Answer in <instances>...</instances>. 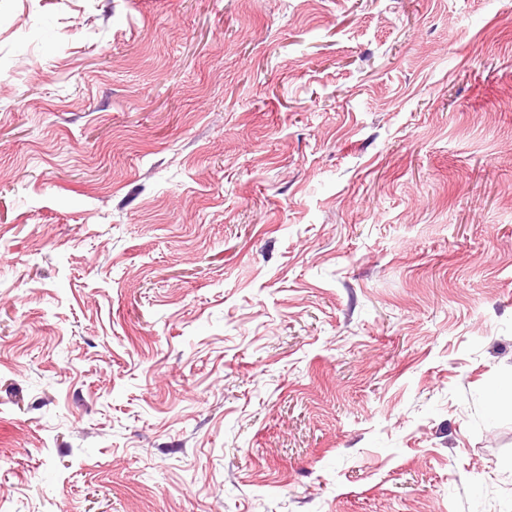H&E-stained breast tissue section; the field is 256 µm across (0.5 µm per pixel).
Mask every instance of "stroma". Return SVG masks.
I'll return each instance as SVG.
<instances>
[{
	"label": "stroma",
	"instance_id": "obj_1",
	"mask_svg": "<svg viewBox=\"0 0 512 512\" xmlns=\"http://www.w3.org/2000/svg\"><path fill=\"white\" fill-rule=\"evenodd\" d=\"M512 0H0V512H512Z\"/></svg>",
	"mask_w": 512,
	"mask_h": 512
}]
</instances>
